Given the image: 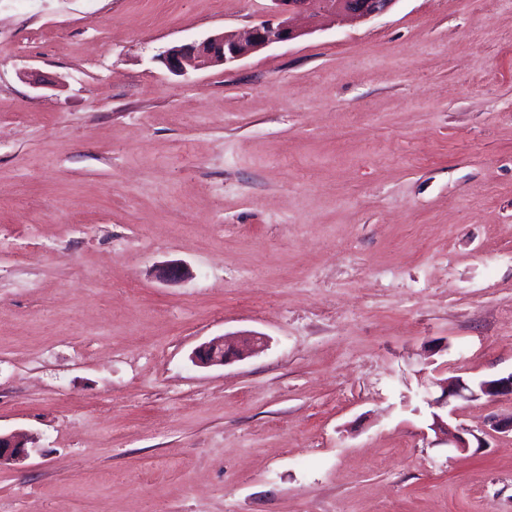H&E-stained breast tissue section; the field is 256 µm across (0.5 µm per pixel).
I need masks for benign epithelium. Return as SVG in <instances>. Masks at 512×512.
Here are the masks:
<instances>
[{
	"instance_id": "1",
	"label": "benign epithelium",
	"mask_w": 512,
	"mask_h": 512,
	"mask_svg": "<svg viewBox=\"0 0 512 512\" xmlns=\"http://www.w3.org/2000/svg\"><path fill=\"white\" fill-rule=\"evenodd\" d=\"M268 13L252 27L236 33H217L200 42H191L167 48L158 60L173 75L185 77L194 70L226 65L253 52L275 44L287 43L305 34L295 21L335 18L342 21H367L389 12L398 0H270ZM159 278L165 282H179L191 276V271L177 263L159 268ZM267 338L260 333H245L233 340L213 339L201 345L193 361L200 367L224 365L232 359L243 360L255 356L267 347ZM432 385L440 390L435 397L427 390L424 401L433 409L448 407L450 400H478L482 397H512V373L492 380L469 383L461 377L435 379ZM430 429L438 443L450 449L465 451L471 441L463 432H453L445 417L431 413ZM35 438L24 432L0 434V463L16 461L28 455V445Z\"/></svg>"
}]
</instances>
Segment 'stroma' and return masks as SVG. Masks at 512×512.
Wrapping results in <instances>:
<instances>
[{
    "mask_svg": "<svg viewBox=\"0 0 512 512\" xmlns=\"http://www.w3.org/2000/svg\"><path fill=\"white\" fill-rule=\"evenodd\" d=\"M267 7L0 0V512H512V0L156 60ZM267 338L260 333H245L233 340L213 339L201 345L193 361L200 367L224 365L232 359L243 360L255 356L267 347ZM432 385L440 390V395L433 397L427 388L424 401L430 408H447L446 420L442 414L432 412L430 429L435 433L439 444H445L449 449L465 451L471 448L470 439L463 432H453L448 426V405L450 399L466 401L478 400L482 397L497 398L510 396L512 398V373L492 380H482L469 383L461 377H446L434 379ZM35 438L24 432H14L7 435L0 433V464L5 461H16L28 455L26 448L34 444Z\"/></svg>",
    "mask_w": 512,
    "mask_h": 512,
    "instance_id": "stroma-1",
    "label": "stroma"
}]
</instances>
